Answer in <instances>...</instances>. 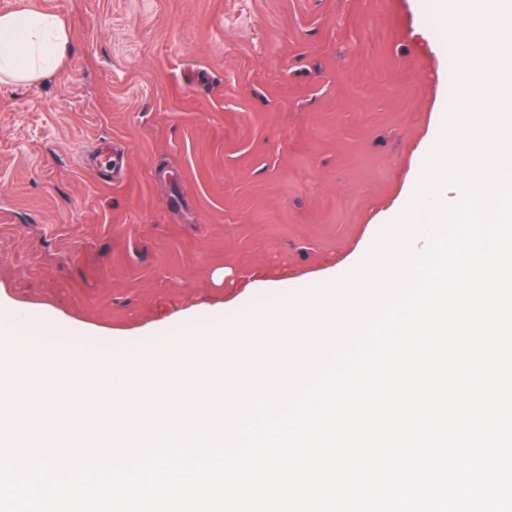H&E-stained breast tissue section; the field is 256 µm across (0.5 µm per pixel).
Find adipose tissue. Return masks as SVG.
<instances>
[{
	"mask_svg": "<svg viewBox=\"0 0 512 512\" xmlns=\"http://www.w3.org/2000/svg\"><path fill=\"white\" fill-rule=\"evenodd\" d=\"M70 33L55 12L21 9L0 15V75L31 80L60 63Z\"/></svg>",
	"mask_w": 512,
	"mask_h": 512,
	"instance_id": "1",
	"label": "adipose tissue"
}]
</instances>
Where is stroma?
Masks as SVG:
<instances>
[{
    "label": "stroma",
    "instance_id": "1",
    "mask_svg": "<svg viewBox=\"0 0 512 512\" xmlns=\"http://www.w3.org/2000/svg\"><path fill=\"white\" fill-rule=\"evenodd\" d=\"M24 7L70 41L0 80V299L110 351L320 285L450 99L435 0H0Z\"/></svg>",
    "mask_w": 512,
    "mask_h": 512
}]
</instances>
